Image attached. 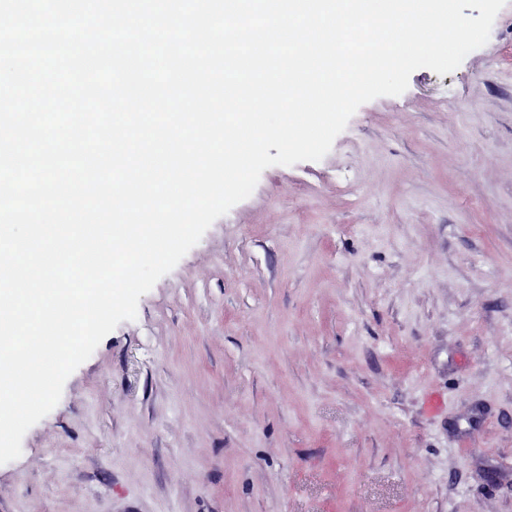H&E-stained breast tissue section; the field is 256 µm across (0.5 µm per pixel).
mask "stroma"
<instances>
[{
  "mask_svg": "<svg viewBox=\"0 0 512 512\" xmlns=\"http://www.w3.org/2000/svg\"><path fill=\"white\" fill-rule=\"evenodd\" d=\"M0 512H512V0L141 296Z\"/></svg>",
  "mask_w": 512,
  "mask_h": 512,
  "instance_id": "35a3bbf8",
  "label": "stroma"
}]
</instances>
